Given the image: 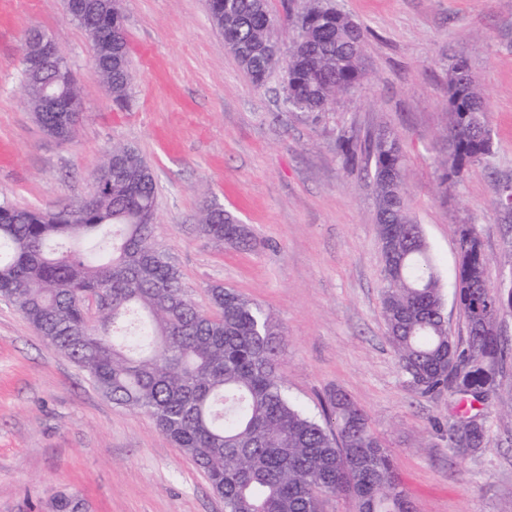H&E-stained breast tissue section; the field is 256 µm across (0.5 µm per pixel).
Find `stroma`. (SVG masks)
Wrapping results in <instances>:
<instances>
[{
	"instance_id": "1",
	"label": "stroma",
	"mask_w": 512,
	"mask_h": 512,
	"mask_svg": "<svg viewBox=\"0 0 512 512\" xmlns=\"http://www.w3.org/2000/svg\"><path fill=\"white\" fill-rule=\"evenodd\" d=\"M369 31L354 95L312 117L292 110L274 69L254 86L212 22L206 0H122L133 75L120 110L95 75L93 45L65 0H0V199L56 210L90 198L93 171L115 145L136 147L157 181L153 243L208 307L221 284L271 312L285 330L277 374L320 413L336 391L366 412L392 454L413 512H512V359L479 410L486 446H448L449 393L423 396L401 372L381 313L383 257L366 155L345 165L341 136L380 128L408 160L410 210L433 253L448 333L466 342L454 299L456 228L477 225L491 285L512 259V0H332ZM51 37L83 105L72 139L47 135L29 107L21 49ZM464 59L494 153L442 182L448 66ZM235 214L254 245L198 231L205 205ZM72 492L93 512H224L203 473L147 417L99 393L72 360L0 300V512H49Z\"/></svg>"
}]
</instances>
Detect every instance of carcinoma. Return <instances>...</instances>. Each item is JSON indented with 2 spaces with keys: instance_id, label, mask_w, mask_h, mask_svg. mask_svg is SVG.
<instances>
[{
  "instance_id": "1",
  "label": "carcinoma",
  "mask_w": 512,
  "mask_h": 512,
  "mask_svg": "<svg viewBox=\"0 0 512 512\" xmlns=\"http://www.w3.org/2000/svg\"><path fill=\"white\" fill-rule=\"evenodd\" d=\"M227 46L261 87L279 64L268 47L274 19L262 0H208ZM75 21L94 46L95 72H112V102L128 104L132 74L125 36L103 47L114 26L108 14ZM284 59L290 108L317 116L353 95L363 76L367 30L325 0H303ZM464 62L448 69V154L444 178H458L493 151L486 111ZM70 112L36 117L44 132L73 137L80 104H70L71 67L48 76ZM346 164L368 153L382 249V315L398 365L423 396L456 395L462 419L448 430L459 455L485 445L472 413L494 383L495 367L512 354L498 320L512 312V285L492 286L474 224L458 226L455 300L468 339L448 336L440 277L405 192L407 163L397 133L379 130L362 147L342 137ZM94 177L93 204L59 210L0 202V298L14 304L37 334L78 364L112 403L149 417L187 455L224 500V512H322V498L344 494L357 512H412L391 453L347 394L330 397L325 422L292 401L276 374L284 334L274 317L235 289H209V310L189 297L169 257L153 244L156 181L143 155L114 146ZM199 231L217 242L249 247L237 217L203 211ZM108 303L89 314L90 299ZM82 498L60 493L51 512H76Z\"/></svg>"
}]
</instances>
